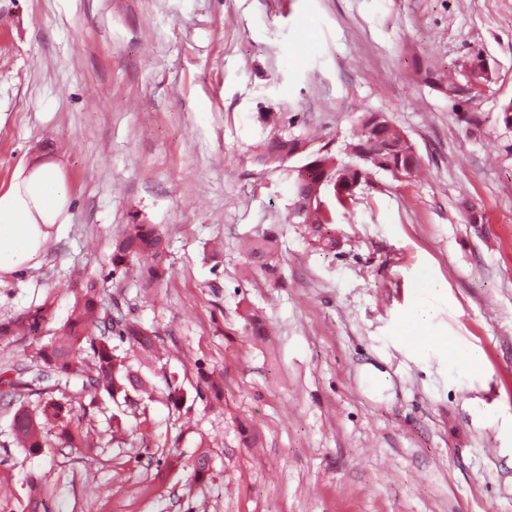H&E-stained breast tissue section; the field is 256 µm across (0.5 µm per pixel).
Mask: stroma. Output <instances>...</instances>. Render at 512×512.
Returning a JSON list of instances; mask_svg holds the SVG:
<instances>
[{
  "label": "stroma",
  "instance_id": "obj_1",
  "mask_svg": "<svg viewBox=\"0 0 512 512\" xmlns=\"http://www.w3.org/2000/svg\"><path fill=\"white\" fill-rule=\"evenodd\" d=\"M474 50L494 80L467 102L414 73L456 77ZM511 100L512 0H0V192L42 161L68 197L37 267L0 279V321L53 312L0 345V369L57 334L84 271L160 334L147 357L119 347L152 382L174 372L193 393L198 370L224 377L221 405L150 402L149 423L115 436L91 409L96 448L37 456L0 399V497L45 512H512ZM368 112L421 167L372 175L334 212L330 248L290 219L293 171ZM284 130L301 154L260 162ZM473 204L485 223H467ZM133 222L167 243L159 285L111 273ZM266 237L264 277L245 251ZM418 307L481 366L413 351L401 323Z\"/></svg>",
  "mask_w": 512,
  "mask_h": 512
}]
</instances>
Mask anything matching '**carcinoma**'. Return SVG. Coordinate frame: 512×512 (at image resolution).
Segmentation results:
<instances>
[{"mask_svg": "<svg viewBox=\"0 0 512 512\" xmlns=\"http://www.w3.org/2000/svg\"><path fill=\"white\" fill-rule=\"evenodd\" d=\"M481 60L478 51L461 64V71L471 75L473 91L492 80L487 66H474V62ZM425 81L448 99H460L458 81L446 82L431 73L425 74ZM372 117L371 113L362 117L360 132L354 141L345 145L343 156L316 153L306 163V173H301L299 167L294 169L291 216L296 223L315 224L319 228L333 223L324 195H330L345 208L356 190L369 183V176L375 171H384L397 181H405L417 172L421 156L411 140L387 117L376 123ZM300 150V140L281 133L264 144L259 160L284 163L300 154ZM165 249V242L154 225L130 224L121 236L112 240V273L138 265L146 270L148 284L159 283L166 273ZM74 287L77 288L75 302L58 336L25 355V361L34 369L32 377L0 379V384L6 385L0 392L14 399L17 405L11 418L14 444L32 455L46 446L42 430L47 424L58 428V439L63 446L94 447L93 429L80 425L75 408L84 412L90 407L94 409L104 397L116 406L108 417L109 429L113 433L125 431L127 417L136 414L132 409L137 403L136 397L147 393L150 386V380L141 369L117 354L113 341L148 352L161 340L157 331L127 318L116 304L104 305L99 300L100 285L95 277L80 275ZM50 318V306L45 302L14 320L0 322V342L8 344L15 336L35 333ZM200 380L197 395L209 394L215 402H221L222 377L202 371ZM32 395L39 398V409L34 413L26 404ZM161 395L174 407L182 406L184 393L176 375L164 376Z\"/></svg>", "mask_w": 512, "mask_h": 512, "instance_id": "1", "label": "carcinoma"}]
</instances>
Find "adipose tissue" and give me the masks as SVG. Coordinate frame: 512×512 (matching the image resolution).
<instances>
[{"mask_svg":"<svg viewBox=\"0 0 512 512\" xmlns=\"http://www.w3.org/2000/svg\"><path fill=\"white\" fill-rule=\"evenodd\" d=\"M67 193L55 166L36 163L0 193V277L28 269L49 243Z\"/></svg>","mask_w":512,"mask_h":512,"instance_id":"adipose-tissue-1","label":"adipose tissue"}]
</instances>
